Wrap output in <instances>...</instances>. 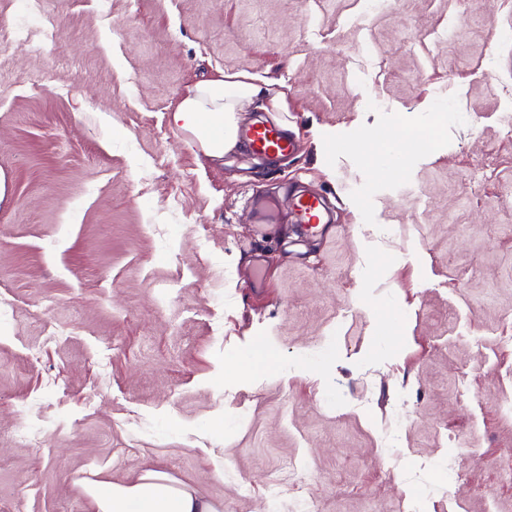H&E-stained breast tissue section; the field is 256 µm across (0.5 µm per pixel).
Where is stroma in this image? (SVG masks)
<instances>
[{"label": "stroma", "mask_w": 512, "mask_h": 512, "mask_svg": "<svg viewBox=\"0 0 512 512\" xmlns=\"http://www.w3.org/2000/svg\"><path fill=\"white\" fill-rule=\"evenodd\" d=\"M235 73L286 91L243 116L291 153L171 124ZM506 82L512 0H0V512L148 470L217 512H292L287 478L312 512H512ZM242 135L257 155L282 154L292 149L288 134L276 125L258 123L245 129ZM295 222L303 224L306 233H315L320 224H325L326 207L324 201L313 195H300L292 199Z\"/></svg>", "instance_id": "1"}]
</instances>
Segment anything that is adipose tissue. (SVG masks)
Here are the masks:
<instances>
[{
	"label": "adipose tissue",
	"mask_w": 512,
	"mask_h": 512,
	"mask_svg": "<svg viewBox=\"0 0 512 512\" xmlns=\"http://www.w3.org/2000/svg\"><path fill=\"white\" fill-rule=\"evenodd\" d=\"M246 102L266 112H279L287 105L284 94L255 83L251 76L237 74L191 86L170 119L176 128L193 136L206 157L220 160L245 146L240 123ZM84 490L97 512H215L166 474L153 470L131 485L89 482Z\"/></svg>",
	"instance_id": "obj_1"
}]
</instances>
